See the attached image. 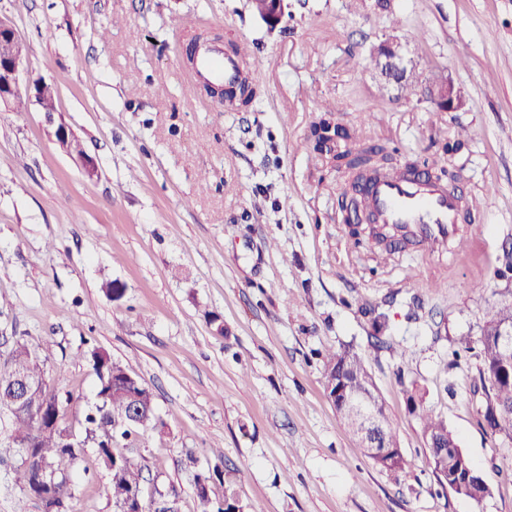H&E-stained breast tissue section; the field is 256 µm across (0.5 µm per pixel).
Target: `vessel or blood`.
Segmentation results:
<instances>
[{"mask_svg": "<svg viewBox=\"0 0 512 512\" xmlns=\"http://www.w3.org/2000/svg\"><path fill=\"white\" fill-rule=\"evenodd\" d=\"M247 74L243 54L215 48L204 51L195 70L196 79L228 87L241 83ZM366 200L381 225L398 228L429 254H441L458 236L460 203L446 184L393 171L371 182Z\"/></svg>", "mask_w": 512, "mask_h": 512, "instance_id": "obj_1", "label": "vessel or blood"}]
</instances>
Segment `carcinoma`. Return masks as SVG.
I'll return each mask as SVG.
<instances>
[{"instance_id":"cac0c4a2","label":"carcinoma","mask_w":512,"mask_h":512,"mask_svg":"<svg viewBox=\"0 0 512 512\" xmlns=\"http://www.w3.org/2000/svg\"><path fill=\"white\" fill-rule=\"evenodd\" d=\"M335 109L323 104L321 115L310 128L309 141L313 152L336 166L360 147V135L355 128H336V137L344 147H331V127ZM465 129H460L453 140L443 146V153L435 157V165L444 170L446 156L459 152L465 146ZM503 323H512V302L489 306L485 311V326L481 335L472 341L463 340L465 348L476 343L481 360L479 381L486 395L485 419L494 425L496 433L512 438V383L493 380L504 354L493 331ZM97 378L94 405L83 412L79 425L84 437L74 438L73 426L67 418L70 399H61L45 389L21 408L11 405V381L19 375L41 378L45 373L47 357L16 343L0 367V411H8L9 434L0 440V460L14 451L21 455V464L15 471L18 483L27 497L37 500L43 512H67L68 503L75 495L72 475L77 471L85 449L93 448L97 463L109 476L106 493L112 499L115 512H123L130 500L138 499L136 512H156L155 495H145L144 464L129 453V449L146 438L149 432L163 424L157 415L143 417L137 424L130 419L131 400L147 406L155 404L152 389L143 380L127 378L125 368L103 349L91 348L85 355ZM324 389L332 397L336 389L361 391L380 417V447L384 455H373V462L383 470L397 474L405 469L406 460L396 440L395 428L386 411L372 374L359 353L350 347L329 351L323 361ZM336 412L351 433L359 429V415L340 400L334 401ZM423 433L429 459L441 485L455 494L475 499V494L490 491L485 474L459 448L456 436L443 420L421 411ZM195 482L204 484L197 493L201 512H243L237 491V479L224 472L220 465L196 475Z\"/></svg>"}]
</instances>
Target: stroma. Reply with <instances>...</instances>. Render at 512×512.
I'll list each match as a JSON object with an SVG mask.
<instances>
[{
    "label": "stroma",
    "mask_w": 512,
    "mask_h": 512,
    "mask_svg": "<svg viewBox=\"0 0 512 512\" xmlns=\"http://www.w3.org/2000/svg\"><path fill=\"white\" fill-rule=\"evenodd\" d=\"M0 18L99 169L86 178L36 107L0 104V363L15 342L52 343L48 384L72 413L95 401L90 347L146 382L165 428L139 449L144 475L178 488L180 512H197L216 448L259 512H512V443L487 428L479 361L458 345L512 301V0H284L273 28L250 0H0ZM203 32L259 59L247 109L185 95L184 49ZM392 34L419 87H383L368 67ZM442 77L462 110L424 98ZM326 102L400 166H430L466 130L448 164L483 209L466 249L437 258L349 231L350 174L308 145ZM343 345L386 400L399 474L364 454L324 392L323 357ZM412 385L487 476L482 501L440 485ZM74 482L71 512H114L93 453Z\"/></svg>",
    "instance_id": "obj_1"
}]
</instances>
